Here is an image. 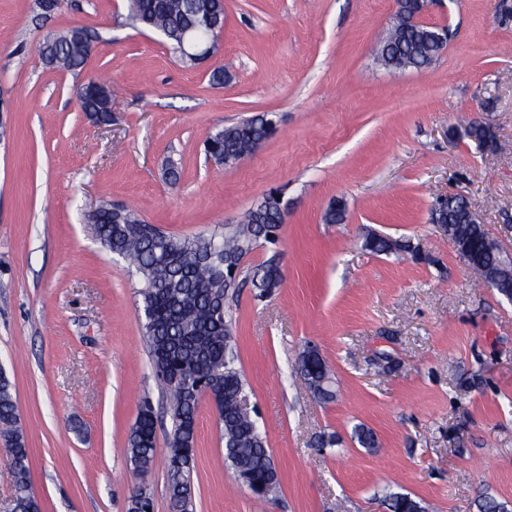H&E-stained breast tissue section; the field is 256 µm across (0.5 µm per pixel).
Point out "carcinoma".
Wrapping results in <instances>:
<instances>
[{
  "mask_svg": "<svg viewBox=\"0 0 512 512\" xmlns=\"http://www.w3.org/2000/svg\"><path fill=\"white\" fill-rule=\"evenodd\" d=\"M196 0H130V18L136 29L166 34L175 45L183 31L194 27L202 39L214 40L224 26V0H212L218 14L217 27L201 24L194 10ZM413 6L387 28L377 54L391 69L419 70L433 62L441 48L439 29L415 23ZM96 31L75 28L45 43L40 48L44 64L58 70L83 68ZM271 123L264 117L245 119L235 125L206 135L205 147L227 161L250 150L270 133ZM105 220L93 227L97 238L112 253L122 257L127 272L140 280L144 314V338L154 374L166 395L172 421L167 455L166 491L176 512H193L190 490L195 469L197 421L201 401L209 399L221 411L224 463L256 497L270 500L280 487V477L272 465L266 441L259 431L253 410L240 405L248 394L247 383L238 366L239 356L231 344L233 295L226 293L231 279V256L252 253L264 242H275L276 205L268 197L257 203L243 220L222 233L200 235L193 239L177 238L159 227L150 235L137 233L140 219L127 210L122 223H112L111 208L104 207ZM448 239L458 247L466 261L482 263L488 279L497 284H512V268L504 263L491 246V236L483 224L448 225ZM364 247L376 254H399L410 245L377 233L365 237ZM283 280L279 254L274 253L249 268L245 281L256 290V297L266 298ZM314 395L324 401L335 397L329 368L318 355L303 375ZM0 435L5 440L3 453L14 474L16 498L13 512H42L33 491L30 449L20 424L14 386L7 374L0 372ZM353 438L363 448L377 447L374 432L358 425ZM129 461L138 470L153 460L156 453V416L145 400L132 426L125 448ZM391 512H418L419 502L405 494L389 495Z\"/></svg>",
  "mask_w": 512,
  "mask_h": 512,
  "instance_id": "cac0c4a2",
  "label": "carcinoma"
}]
</instances>
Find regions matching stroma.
I'll list each match as a JSON object with an SVG mask.
<instances>
[{
	"label": "stroma",
	"instance_id": "obj_1",
	"mask_svg": "<svg viewBox=\"0 0 512 512\" xmlns=\"http://www.w3.org/2000/svg\"><path fill=\"white\" fill-rule=\"evenodd\" d=\"M394 0H224L213 56L191 67L138 32L127 0H0V368L10 377L43 512H128L136 489L154 512L166 494L171 419L143 340L137 278L102 247V202L180 237L222 232L278 191L275 243L284 280L257 299L235 292L232 343L255 420L281 477L254 498L222 461L218 413L202 400L194 512H389L388 496L425 512H478L488 494L512 508V302L480 284L430 219L460 193L490 235L512 246V24L494 0H434L448 27L427 70L390 71L374 46ZM99 32L82 71L46 69L39 46ZM224 68L215 85L210 74ZM105 80L112 120L81 111L74 89ZM256 115L273 134L246 160L209 162L208 133ZM489 124L486 152L465 135ZM178 181L167 176L170 166ZM345 219L327 223L331 203ZM411 242L395 257L368 230ZM331 368L336 396H313L296 370L305 346ZM157 452L134 472L124 448L142 400ZM371 428L377 449L352 438Z\"/></svg>",
	"mask_w": 512,
	"mask_h": 512
}]
</instances>
